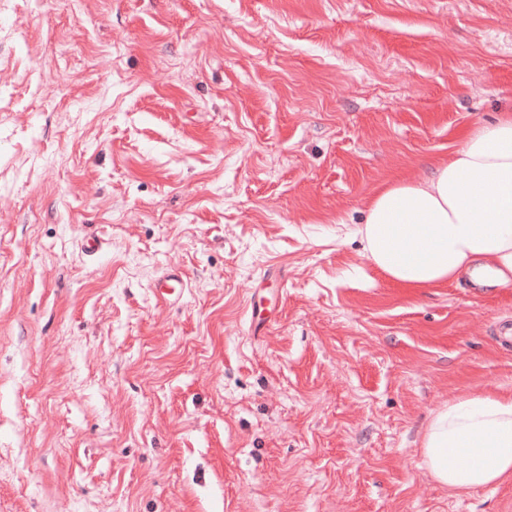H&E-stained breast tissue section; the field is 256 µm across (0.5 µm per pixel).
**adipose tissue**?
Listing matches in <instances>:
<instances>
[{
	"label": "adipose tissue",
	"mask_w": 512,
	"mask_h": 512,
	"mask_svg": "<svg viewBox=\"0 0 512 512\" xmlns=\"http://www.w3.org/2000/svg\"><path fill=\"white\" fill-rule=\"evenodd\" d=\"M345 236L401 288H441L470 278L512 285V111L457 134L428 172L382 182ZM423 466L440 486L467 493L512 480V393L449 399L422 428Z\"/></svg>",
	"instance_id": "adipose-tissue-1"
}]
</instances>
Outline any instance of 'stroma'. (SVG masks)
I'll list each match as a JSON object with an SVG mask.
<instances>
[{
	"label": "stroma",
	"mask_w": 512,
	"mask_h": 512,
	"mask_svg": "<svg viewBox=\"0 0 512 512\" xmlns=\"http://www.w3.org/2000/svg\"><path fill=\"white\" fill-rule=\"evenodd\" d=\"M3 18L0 512H512L419 450L441 403L512 392V287L409 294L336 241L512 111V0ZM155 290L157 299L175 303L185 290L184 274L174 271L163 273L157 281Z\"/></svg>",
	"instance_id": "obj_1"
}]
</instances>
